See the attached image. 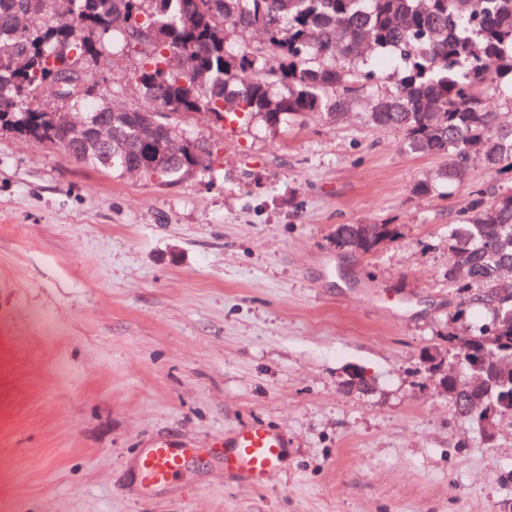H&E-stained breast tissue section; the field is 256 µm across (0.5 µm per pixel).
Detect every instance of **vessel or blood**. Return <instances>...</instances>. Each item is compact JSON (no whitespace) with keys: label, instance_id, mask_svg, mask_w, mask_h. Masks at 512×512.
<instances>
[{"label":"vessel or blood","instance_id":"vessel-or-blood-1","mask_svg":"<svg viewBox=\"0 0 512 512\" xmlns=\"http://www.w3.org/2000/svg\"><path fill=\"white\" fill-rule=\"evenodd\" d=\"M228 458L249 476L253 484L264 485L276 468L285 446L281 435L263 425H244L234 433ZM188 451L173 444H155L140 459L143 476L157 485L173 481L181 473Z\"/></svg>","mask_w":512,"mask_h":512}]
</instances>
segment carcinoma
Instances as JSON below:
<instances>
[{
    "instance_id": "carcinoma-1",
    "label": "carcinoma",
    "mask_w": 512,
    "mask_h": 512,
    "mask_svg": "<svg viewBox=\"0 0 512 512\" xmlns=\"http://www.w3.org/2000/svg\"><path fill=\"white\" fill-rule=\"evenodd\" d=\"M259 30L258 45L229 46ZM137 58L133 81L144 104L113 110L89 87L87 116L112 122V154L79 149L82 134L60 115L83 53L114 46ZM386 53L389 90L368 96L376 71L363 52ZM348 63H336V56ZM512 93V0H0V129L54 144L75 160L121 174L176 181L211 154L172 116L207 113L270 127L285 116L340 115L364 106L366 121L398 131L414 154L448 158L415 193L459 182L474 154L496 171L512 169V126L483 95ZM391 224H342L336 244L371 253L395 239ZM448 283L462 305L491 314L475 333L450 334L470 373L462 394L448 384L459 415L493 404L512 420V193L469 200L448 233Z\"/></svg>"
}]
</instances>
